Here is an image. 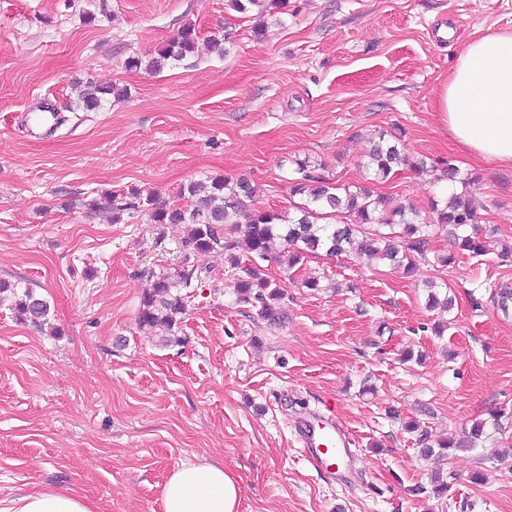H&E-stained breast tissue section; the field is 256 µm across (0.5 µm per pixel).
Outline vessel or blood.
I'll return each mask as SVG.
<instances>
[{
	"label": "vessel or blood",
	"mask_w": 512,
	"mask_h": 512,
	"mask_svg": "<svg viewBox=\"0 0 512 512\" xmlns=\"http://www.w3.org/2000/svg\"><path fill=\"white\" fill-rule=\"evenodd\" d=\"M298 436L306 459L319 470L327 471L337 461H351V440L341 423L329 416H312L298 427Z\"/></svg>",
	"instance_id": "1"
}]
</instances>
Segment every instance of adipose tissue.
I'll return each mask as SVG.
<instances>
[{"mask_svg": "<svg viewBox=\"0 0 512 512\" xmlns=\"http://www.w3.org/2000/svg\"><path fill=\"white\" fill-rule=\"evenodd\" d=\"M442 125L466 151L512 163V31H487L469 41L438 90ZM239 488L223 464H181L168 477L163 512H238ZM0 512H97L87 499L46 489L17 496Z\"/></svg>", "mask_w": 512, "mask_h": 512, "instance_id": "adipose-tissue-1", "label": "adipose tissue"}]
</instances>
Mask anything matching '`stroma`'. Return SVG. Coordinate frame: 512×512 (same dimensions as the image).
<instances>
[{
  "mask_svg": "<svg viewBox=\"0 0 512 512\" xmlns=\"http://www.w3.org/2000/svg\"><path fill=\"white\" fill-rule=\"evenodd\" d=\"M256 22L225 0H0V280L50 305L37 326L0 295V499L69 489L99 512H162L172 471L205 460L235 476L239 512H512V261L461 252L409 278L368 257H312L272 325L237 304L223 253L185 250L187 225L88 207L133 189L170 200L227 174L288 213L297 162L368 185V142L388 131L428 168L377 193L433 223V166L453 163L479 183L483 232L512 244V164L463 150L433 112L462 47L512 31V0H287L258 37ZM187 26L194 56L127 68ZM227 32L226 54L212 52ZM89 81L124 95L83 110ZM48 101L65 121L39 136L27 115ZM187 266V342L166 346L138 309L150 278ZM437 277L455 297L440 337L420 287ZM407 348L423 363L402 362ZM494 408L502 431L445 464L403 429L416 418L444 438ZM325 411L353 437L351 479L328 478L296 441L295 421ZM439 469L452 478L443 496Z\"/></svg>",
  "mask_w": 512,
  "mask_h": 512,
  "instance_id": "obj_1",
  "label": "stroma"
}]
</instances>
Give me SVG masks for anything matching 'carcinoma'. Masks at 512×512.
<instances>
[{"label": "carcinoma", "mask_w": 512, "mask_h": 512, "mask_svg": "<svg viewBox=\"0 0 512 512\" xmlns=\"http://www.w3.org/2000/svg\"><path fill=\"white\" fill-rule=\"evenodd\" d=\"M278 0H227V8L240 14L267 11L268 2ZM197 45L195 29L187 26L176 38L161 47L146 68L159 71L168 61L181 62L194 55ZM109 88L93 82L87 84L82 97L83 108L101 107ZM412 166L424 169V161L410 162L399 147L395 136L379 134L373 143L366 167L372 181H389L396 169ZM439 180L453 185L442 203L433 204L436 223L417 221L418 211L411 205L398 204L385 208L384 196L367 187H350L315 177L307 171V164H297L293 189L305 196V202L294 214L285 215L262 207L247 208L253 198L250 183L244 178L228 176L193 181L180 188L177 199L166 201L149 194L142 196L133 190L120 197L101 194L94 202L96 208L112 211L120 219L125 211L149 207L155 224H187L190 226L185 247L198 255L224 252L234 270L235 294L238 304L258 308L259 314L271 324H280L286 318L285 290L281 281L268 276L260 262L268 260L274 242L283 246L279 263L290 270L311 255L327 257L343 254L367 255L379 261H389L408 274L414 271L416 261L428 260L427 251L434 229H446L454 238V246L474 257L489 254L487 240L478 234V212L471 190L472 180L460 176V170L451 163L440 169ZM245 214L246 224L240 225L238 216ZM195 269H184L177 279L159 276L145 290L138 312L142 327L163 326L168 335L161 337L167 345H180L186 338L176 335L180 317L187 312L190 295L181 292L189 288ZM15 307L24 320L35 325L46 322L49 303L26 288L16 296ZM502 413L492 411L488 418L479 419L448 440H434L421 422L411 420L404 430L417 437L420 453L425 456L450 458L460 451L481 447L488 430L501 429Z\"/></svg>", "instance_id": "1"}]
</instances>
